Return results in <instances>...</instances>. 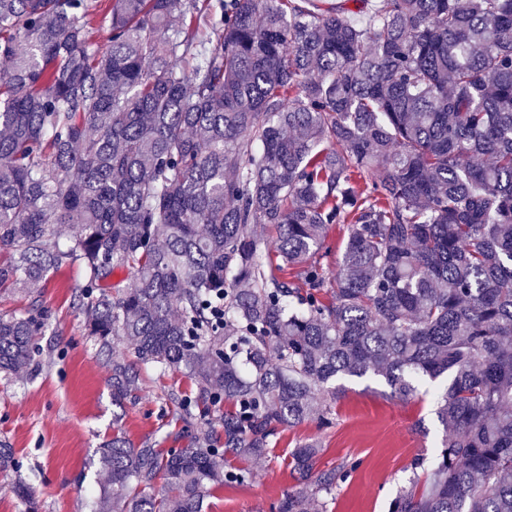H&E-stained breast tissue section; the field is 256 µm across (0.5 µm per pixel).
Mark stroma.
Here are the masks:
<instances>
[{"mask_svg":"<svg viewBox=\"0 0 512 512\" xmlns=\"http://www.w3.org/2000/svg\"><path fill=\"white\" fill-rule=\"evenodd\" d=\"M83 279L78 267L66 266L42 282L34 293L0 288V314H20L39 302L48 315L44 335L35 343L43 351V368L33 378L0 376V442L15 451L16 471L0 473V512H20L12 492L24 481L35 492L41 512H90L105 475L96 462L103 441L121 430L134 445L187 447L172 438L179 408L170 393L193 395L191 378L179 372L142 373L136 402L112 404L111 373L99 360L84 331L78 303ZM336 404L333 423L323 428L308 421L283 430L268 457L243 462L228 456V468L248 466L243 485L213 489L206 512H276L275 506L298 480L289 461L296 444L319 439L326 469L347 462L354 469L339 482L327 512H388L391 501L414 477L412 463L431 457L443 429L434 413L435 383L423 381L417 396L405 400L377 377L349 378Z\"/></svg>","mask_w":512,"mask_h":512,"instance_id":"35a3bbf8","label":"stroma"}]
</instances>
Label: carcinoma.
Returning <instances> with one entry per match:
<instances>
[{
  "label": "carcinoma",
  "mask_w": 512,
  "mask_h": 512,
  "mask_svg": "<svg viewBox=\"0 0 512 512\" xmlns=\"http://www.w3.org/2000/svg\"><path fill=\"white\" fill-rule=\"evenodd\" d=\"M94 8L0 0V287L80 266L112 404L144 367L196 391L169 395L187 447H100L92 512H203L248 480L225 455L331 425L336 381L367 375L438 383L435 462L389 512H512V0H111L104 52ZM45 326L0 315V373L39 371ZM321 452L294 448L277 512H327L354 465ZM97 8L94 14L91 16L90 21V32L91 41L96 48L100 51H104L110 44V32L108 27L105 25V17L110 9V2L107 0H96ZM327 245L330 247V253L327 256L321 257L323 250L314 256L313 260L317 259L322 265L328 266L332 270L336 264V260L341 255V247L343 244V231L339 229L336 224L331 227L327 237Z\"/></svg>",
  "instance_id": "cac0c4a2"
}]
</instances>
